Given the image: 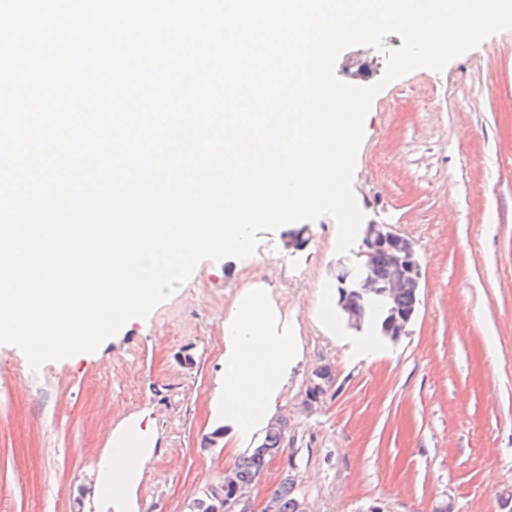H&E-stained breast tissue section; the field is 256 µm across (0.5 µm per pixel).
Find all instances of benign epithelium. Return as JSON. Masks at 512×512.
Instances as JSON below:
<instances>
[{
	"instance_id": "benign-epithelium-1",
	"label": "benign epithelium",
	"mask_w": 512,
	"mask_h": 512,
	"mask_svg": "<svg viewBox=\"0 0 512 512\" xmlns=\"http://www.w3.org/2000/svg\"><path fill=\"white\" fill-rule=\"evenodd\" d=\"M377 251L391 255L390 272L377 276L372 272V256ZM421 269L414 243L411 239L387 224L370 220L361 227V244L357 252L356 272L337 278L341 298L351 297L356 301L355 309L345 310L348 327L360 331L367 307L374 301L381 302L388 315L383 333L396 342L406 332L415 310L402 311L390 304V300L403 293L417 294ZM246 512H267V502H253L249 497L228 500L226 512H239L241 504Z\"/></svg>"
}]
</instances>
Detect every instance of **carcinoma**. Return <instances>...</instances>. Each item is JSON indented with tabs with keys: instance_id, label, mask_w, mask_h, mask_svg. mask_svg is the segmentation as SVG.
<instances>
[{
	"instance_id": "obj_1",
	"label": "carcinoma",
	"mask_w": 512,
	"mask_h": 512,
	"mask_svg": "<svg viewBox=\"0 0 512 512\" xmlns=\"http://www.w3.org/2000/svg\"><path fill=\"white\" fill-rule=\"evenodd\" d=\"M282 442L281 427H270L262 443L232 473L224 477L221 485L199 499L191 512H225V497L234 490L241 495L249 493L250 487L261 475L267 462L281 451ZM269 500L272 504V512H302L298 509V499L294 495L293 483L288 480L280 483L271 492Z\"/></svg>"
}]
</instances>
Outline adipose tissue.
<instances>
[{"mask_svg": "<svg viewBox=\"0 0 512 512\" xmlns=\"http://www.w3.org/2000/svg\"><path fill=\"white\" fill-rule=\"evenodd\" d=\"M295 349L288 318L272 302L268 289H246L224 321V375L210 401L213 429L224 430L226 436L245 444L268 426L288 381V362ZM257 394L265 402L260 416L241 422L239 408ZM130 440L135 443V454L122 455V447ZM112 445V457L101 458L96 468L101 502L108 512H138L134 491L154 457L156 438L143 428L141 417L131 416L113 430Z\"/></svg>", "mask_w": 512, "mask_h": 512, "instance_id": "1", "label": "adipose tissue"}]
</instances>
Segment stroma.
<instances>
[{
    "label": "stroma",
    "instance_id": "stroma-1",
    "mask_svg": "<svg viewBox=\"0 0 512 512\" xmlns=\"http://www.w3.org/2000/svg\"><path fill=\"white\" fill-rule=\"evenodd\" d=\"M385 56L354 46L335 73L370 85ZM353 188L366 219L415 244L417 313L398 342L330 318L333 218L260 233L242 258L199 262L147 317L91 353L32 371L0 343V512H99L91 471L131 414L157 435L139 512H190L244 452L211 443L223 323L252 283L288 313L298 353L275 418L283 449L250 489L285 480L304 512H502L512 498V30L374 98ZM331 381L319 402L316 371Z\"/></svg>",
    "mask_w": 512,
    "mask_h": 512
}]
</instances>
